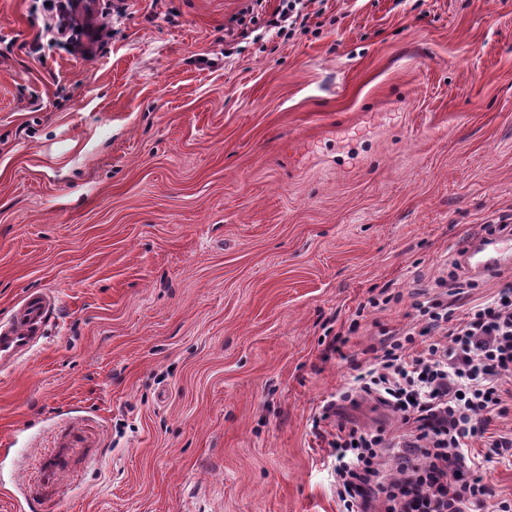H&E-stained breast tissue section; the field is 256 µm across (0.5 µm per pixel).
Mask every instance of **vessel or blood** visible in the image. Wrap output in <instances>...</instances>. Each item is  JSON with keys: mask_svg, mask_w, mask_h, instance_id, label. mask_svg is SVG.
Instances as JSON below:
<instances>
[{"mask_svg": "<svg viewBox=\"0 0 512 512\" xmlns=\"http://www.w3.org/2000/svg\"><path fill=\"white\" fill-rule=\"evenodd\" d=\"M512 253V235L472 239L464 249L471 270L488 275L502 266ZM52 303L41 292L26 294L7 322L0 323V374L13 371L44 336ZM102 450L99 430L82 416L67 418L58 427L53 442L39 462L34 482L19 492L27 512H53L62 489L77 475L80 466Z\"/></svg>", "mask_w": 512, "mask_h": 512, "instance_id": "1", "label": "vessel or blood"}]
</instances>
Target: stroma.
<instances>
[{"label": "stroma", "mask_w": 512, "mask_h": 512, "mask_svg": "<svg viewBox=\"0 0 512 512\" xmlns=\"http://www.w3.org/2000/svg\"><path fill=\"white\" fill-rule=\"evenodd\" d=\"M48 2L0 0V320L54 303L0 375V484L81 415L106 452L58 512H341L337 423L399 430L321 419L351 355L512 220V0H299L232 41L249 0H102L89 48L42 42ZM296 5L297 0H282L281 8L272 13L269 18L265 20V26L283 32V28H285L288 23L289 30L292 31L297 24V20L300 18L299 11H296ZM294 12L296 15L293 18Z\"/></svg>", "instance_id": "stroma-1"}]
</instances>
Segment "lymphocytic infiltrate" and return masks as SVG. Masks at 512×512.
Returning a JSON list of instances; mask_svg holds the SVG:
<instances>
[{
	"instance_id": "f902f5d3",
	"label": "lymphocytic infiltrate",
	"mask_w": 512,
	"mask_h": 512,
	"mask_svg": "<svg viewBox=\"0 0 512 512\" xmlns=\"http://www.w3.org/2000/svg\"><path fill=\"white\" fill-rule=\"evenodd\" d=\"M473 285L453 270L417 293L415 324L382 331L351 382L324 406L328 415L372 397L405 428L393 436L382 427L338 424L330 446L345 512H478L491 494L488 464L512 457V433L488 441L483 456L471 452L492 418L512 412L504 398L512 381V282L457 312L458 296ZM392 450L389 473L384 458Z\"/></svg>"
}]
</instances>
